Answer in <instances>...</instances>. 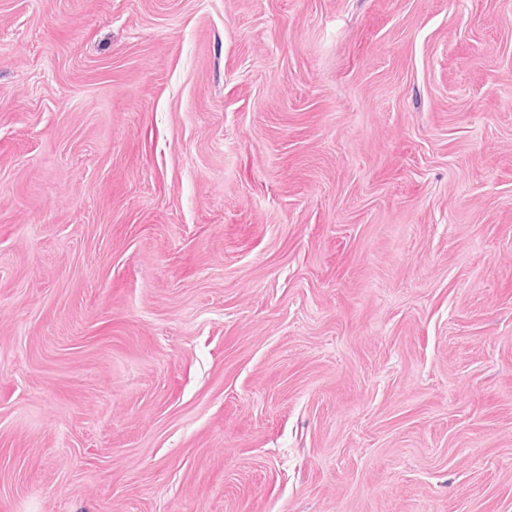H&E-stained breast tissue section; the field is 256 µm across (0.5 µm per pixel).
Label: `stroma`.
<instances>
[{
  "label": "stroma",
  "mask_w": 512,
  "mask_h": 512,
  "mask_svg": "<svg viewBox=\"0 0 512 512\" xmlns=\"http://www.w3.org/2000/svg\"><path fill=\"white\" fill-rule=\"evenodd\" d=\"M0 512H512V0H0Z\"/></svg>",
  "instance_id": "1"
}]
</instances>
